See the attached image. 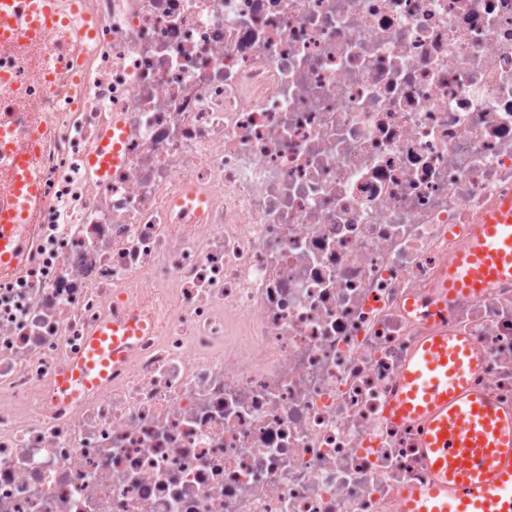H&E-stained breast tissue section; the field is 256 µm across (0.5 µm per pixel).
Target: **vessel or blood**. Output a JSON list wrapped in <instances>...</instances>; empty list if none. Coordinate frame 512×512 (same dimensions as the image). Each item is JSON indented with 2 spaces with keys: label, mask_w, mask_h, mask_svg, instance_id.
Segmentation results:
<instances>
[{
  "label": "vessel or blood",
  "mask_w": 512,
  "mask_h": 512,
  "mask_svg": "<svg viewBox=\"0 0 512 512\" xmlns=\"http://www.w3.org/2000/svg\"><path fill=\"white\" fill-rule=\"evenodd\" d=\"M70 0H0V45L19 39L37 43L66 21ZM105 131L88 156V176L106 182L119 165V147ZM27 134L7 101H0V166L8 169L7 198H0V275L22 269L34 249L27 222L41 203L40 177L30 165ZM475 238L459 252L448 271V290L468 293L488 283L512 280V199L480 214ZM135 318L102 324L89 340L85 357L59 378L60 395L73 397L76 386H95L105 368L120 363L141 336ZM479 360L466 337L442 333L422 343L398 381L396 415L425 424L423 446L436 480L413 492L404 512H512V410L469 386Z\"/></svg>",
  "instance_id": "obj_1"
}]
</instances>
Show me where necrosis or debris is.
Here are the masks:
<instances>
[{"label":"necrosis or debris","instance_id":"necrosis-or-debris-1","mask_svg":"<svg viewBox=\"0 0 512 512\" xmlns=\"http://www.w3.org/2000/svg\"><path fill=\"white\" fill-rule=\"evenodd\" d=\"M75 5L82 38L0 50L44 199L0 280V512H402L417 344L468 336L512 407V281L442 294L512 197V0ZM118 315L132 356L59 398ZM112 126L104 132L96 148L88 156L85 170L98 182H107L112 175V166L121 163L119 147L112 141Z\"/></svg>","mask_w":512,"mask_h":512}]
</instances>
